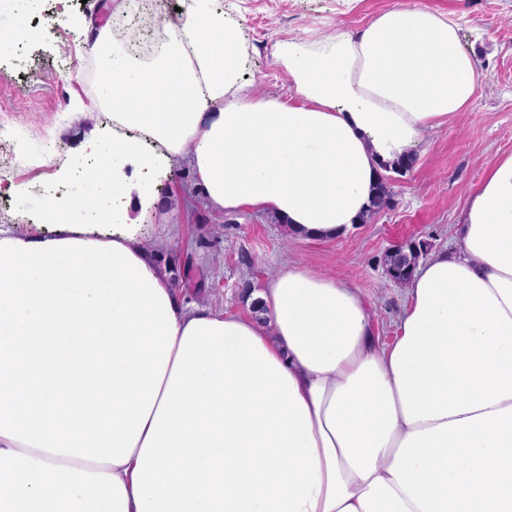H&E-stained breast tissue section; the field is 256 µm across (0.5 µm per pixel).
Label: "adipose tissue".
<instances>
[{
  "label": "adipose tissue",
  "mask_w": 512,
  "mask_h": 512,
  "mask_svg": "<svg viewBox=\"0 0 512 512\" xmlns=\"http://www.w3.org/2000/svg\"><path fill=\"white\" fill-rule=\"evenodd\" d=\"M216 0H188L150 61L99 31L112 132L47 230L0 229V512H512V154L470 193L452 250L420 263L381 345L347 281L296 262L263 319L190 305L111 196L162 199L127 167L190 154L211 207L266 210L334 241L382 165L466 111L456 23L394 7L277 48L288 98L259 97Z\"/></svg>",
  "instance_id": "1"
}]
</instances>
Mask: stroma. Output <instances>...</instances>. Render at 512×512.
Wrapping results in <instances>:
<instances>
[{
	"mask_svg": "<svg viewBox=\"0 0 512 512\" xmlns=\"http://www.w3.org/2000/svg\"><path fill=\"white\" fill-rule=\"evenodd\" d=\"M398 0H222L240 31L246 72L258 94H286L290 79L276 54L288 39L313 42L336 29L356 31ZM459 29L461 48L479 63L480 80L468 111L422 133L415 161L392 174L393 202L370 223L332 242L292 238L270 212L213 210L198 191L188 157L152 173L131 171L174 199V213L132 201L128 216L142 224L147 247L191 258L188 303L252 316L253 295L294 258L312 270L352 283L366 302L381 344L398 334L406 289L387 276L383 254L396 245L426 244L428 254L451 248L466 201L489 166L512 153V0H423ZM46 20L33 24L22 51L0 47V228L39 232L44 203L56 192L80 198L84 182L63 176L84 158L85 145L105 117L96 103L99 64L79 23L137 26L152 40L156 23L142 25L139 0H45ZM221 264H213L214 253Z\"/></svg>",
	"mask_w": 512,
	"mask_h": 512,
	"instance_id": "obj_1",
	"label": "stroma"
}]
</instances>
